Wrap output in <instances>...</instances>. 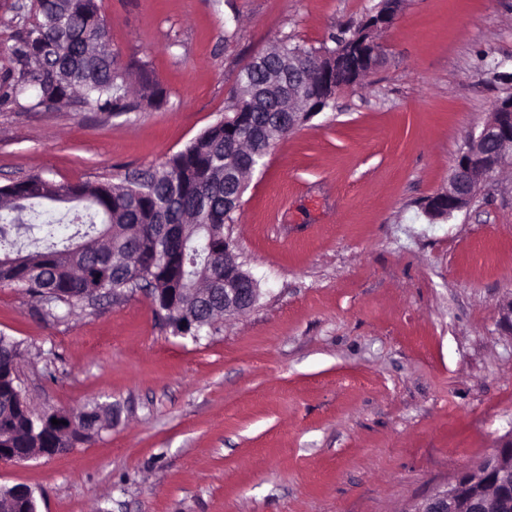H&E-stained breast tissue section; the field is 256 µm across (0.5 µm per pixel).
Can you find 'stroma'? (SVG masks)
<instances>
[{
	"label": "stroma",
	"mask_w": 512,
	"mask_h": 512,
	"mask_svg": "<svg viewBox=\"0 0 512 512\" xmlns=\"http://www.w3.org/2000/svg\"><path fill=\"white\" fill-rule=\"evenodd\" d=\"M381 0H99L130 80L160 107L0 105V186L154 170L223 119L275 42L329 43ZM36 0H0V81ZM384 59L280 139L230 235L259 281L245 314L173 334L144 292L47 316L0 286L35 411L99 404L112 425L0 464L39 512H403L512 434V167L445 220L469 132L512 93V0H401Z\"/></svg>",
	"instance_id": "1"
}]
</instances>
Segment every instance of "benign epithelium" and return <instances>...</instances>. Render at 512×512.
Listing matches in <instances>:
<instances>
[{
    "instance_id": "benign-epithelium-1",
    "label": "benign epithelium",
    "mask_w": 512,
    "mask_h": 512,
    "mask_svg": "<svg viewBox=\"0 0 512 512\" xmlns=\"http://www.w3.org/2000/svg\"><path fill=\"white\" fill-rule=\"evenodd\" d=\"M395 15L372 16L371 38L354 50L359 65L372 71L383 58L377 34L392 27ZM317 96L292 97L288 122L298 128L297 115L321 110ZM512 164V105L506 112H494L477 133L468 135L448 178L438 192L448 215L468 208L483 183L499 169ZM261 292L250 274L224 277V315H242L259 301ZM404 512H512V435L500 440L476 465L459 471L451 481L433 488L411 502Z\"/></svg>"
}]
</instances>
